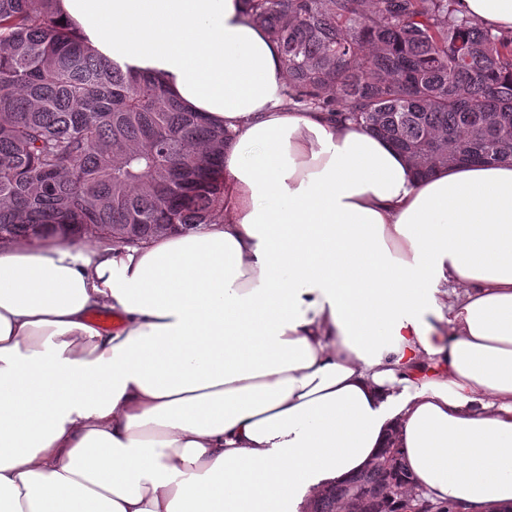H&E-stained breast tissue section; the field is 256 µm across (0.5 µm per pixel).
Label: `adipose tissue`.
I'll use <instances>...</instances> for the list:
<instances>
[{
    "mask_svg": "<svg viewBox=\"0 0 512 512\" xmlns=\"http://www.w3.org/2000/svg\"><path fill=\"white\" fill-rule=\"evenodd\" d=\"M58 8L235 139L198 232L0 242V512H308L391 440L430 502L512 512V161L420 180L288 109L242 0Z\"/></svg>",
    "mask_w": 512,
    "mask_h": 512,
    "instance_id": "ef3b65f1",
    "label": "adipose tissue"
}]
</instances>
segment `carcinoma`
<instances>
[{
	"instance_id": "1",
	"label": "carcinoma",
	"mask_w": 512,
	"mask_h": 512,
	"mask_svg": "<svg viewBox=\"0 0 512 512\" xmlns=\"http://www.w3.org/2000/svg\"><path fill=\"white\" fill-rule=\"evenodd\" d=\"M456 0H243L280 48L286 105L391 142L422 178L512 159V36ZM55 0H0V240L67 233L134 245L198 230L224 200L233 134L156 77L89 51ZM404 452L325 488L312 512H454L407 496Z\"/></svg>"
}]
</instances>
